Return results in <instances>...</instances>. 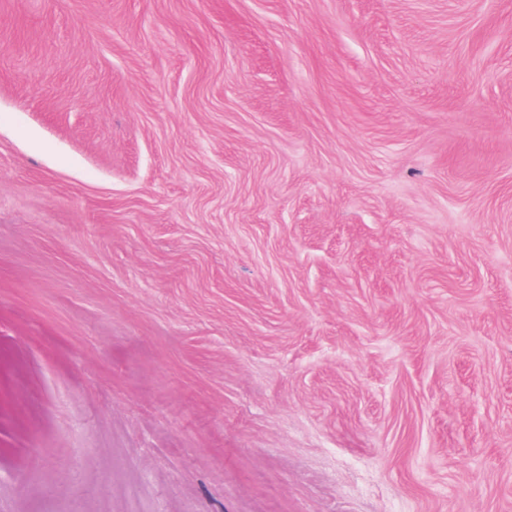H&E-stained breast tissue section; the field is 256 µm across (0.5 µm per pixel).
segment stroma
Wrapping results in <instances>:
<instances>
[{"mask_svg": "<svg viewBox=\"0 0 512 512\" xmlns=\"http://www.w3.org/2000/svg\"><path fill=\"white\" fill-rule=\"evenodd\" d=\"M0 512H512V0H0Z\"/></svg>", "mask_w": 512, "mask_h": 512, "instance_id": "obj_1", "label": "stroma"}]
</instances>
